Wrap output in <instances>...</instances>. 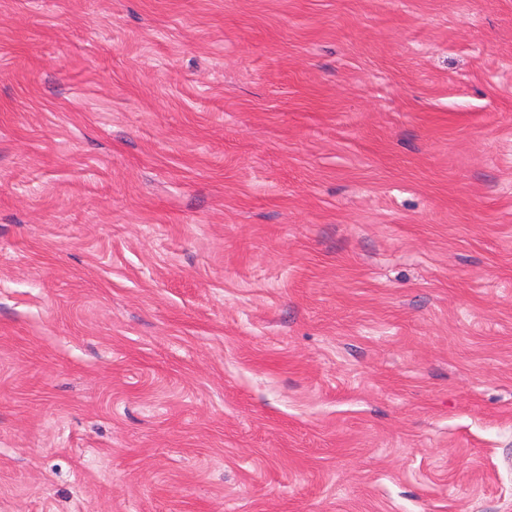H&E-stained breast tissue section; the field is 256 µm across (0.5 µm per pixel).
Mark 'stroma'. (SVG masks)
I'll use <instances>...</instances> for the list:
<instances>
[{"instance_id": "1", "label": "stroma", "mask_w": 512, "mask_h": 512, "mask_svg": "<svg viewBox=\"0 0 512 512\" xmlns=\"http://www.w3.org/2000/svg\"><path fill=\"white\" fill-rule=\"evenodd\" d=\"M0 512H512V0H0Z\"/></svg>"}]
</instances>
